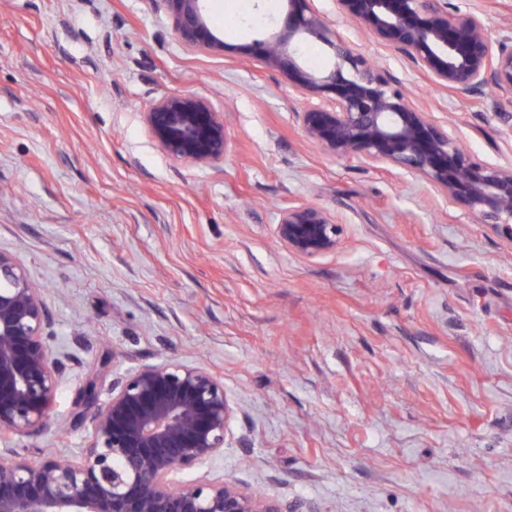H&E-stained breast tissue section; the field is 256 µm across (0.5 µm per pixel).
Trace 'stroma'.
Wrapping results in <instances>:
<instances>
[{"label":"stroma","instance_id":"stroma-1","mask_svg":"<svg viewBox=\"0 0 512 512\" xmlns=\"http://www.w3.org/2000/svg\"><path fill=\"white\" fill-rule=\"evenodd\" d=\"M481 162L512 164L485 104L312 0ZM224 47L192 51L161 0H9L0 8V250L48 286L62 345L52 424L22 441L72 455L92 377L163 357L224 378L240 411L214 476L293 512H512V242L423 181L330 158L303 101L245 54L280 0H208ZM192 92L222 112L223 164L176 163L141 114ZM345 223L315 261L274 240L278 210Z\"/></svg>","mask_w":512,"mask_h":512}]
</instances>
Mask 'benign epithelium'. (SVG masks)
I'll return each instance as SVG.
<instances>
[{
    "label": "benign epithelium",
    "mask_w": 512,
    "mask_h": 512,
    "mask_svg": "<svg viewBox=\"0 0 512 512\" xmlns=\"http://www.w3.org/2000/svg\"><path fill=\"white\" fill-rule=\"evenodd\" d=\"M177 41L215 52L204 0H163ZM280 28L255 41L251 58L280 74L305 100L295 114L305 139L331 158L362 159L425 181L478 224L512 243V165L476 161L427 109L358 53L311 0H282ZM338 18L353 23L425 72L430 85L459 104L512 98V29L492 37L477 8L450 9L442 0H336ZM311 37L334 54L315 73L297 59ZM153 142L177 163L224 162L230 137L224 113L200 96L171 93L142 113ZM345 225L308 203L279 211L274 238L290 254L314 261L335 253ZM46 290L17 259L0 250V512H288L253 488L210 475L224 456L238 405L224 377L198 364L164 358L112 376L107 398L99 382L81 389L75 422L86 443L62 458L32 457L16 441L42 434L68 356L54 353ZM197 476L184 481L181 475Z\"/></svg>",
    "instance_id": "benign-epithelium-1"
}]
</instances>
